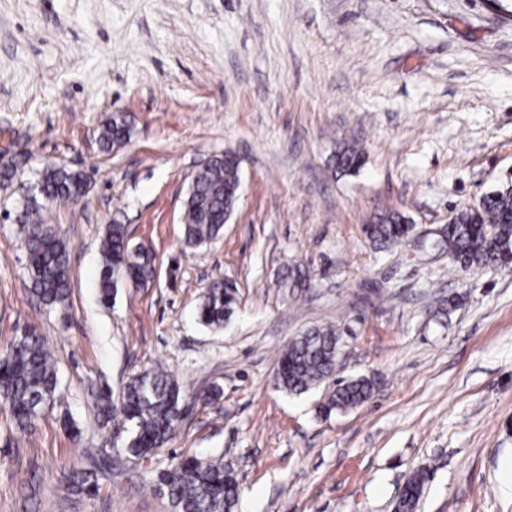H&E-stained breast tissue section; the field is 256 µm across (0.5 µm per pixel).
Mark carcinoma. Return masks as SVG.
<instances>
[{
	"instance_id": "obj_1",
	"label": "carcinoma",
	"mask_w": 512,
	"mask_h": 512,
	"mask_svg": "<svg viewBox=\"0 0 512 512\" xmlns=\"http://www.w3.org/2000/svg\"><path fill=\"white\" fill-rule=\"evenodd\" d=\"M132 125L122 113H115L102 127L99 142L109 152L128 144ZM362 153L346 146L336 154V165L343 171L357 169ZM37 182L46 191L50 204L68 203L86 190L87 178L48 164L37 172ZM240 163L224 153L197 168L184 203L183 242L197 248L217 239L232 215L238 200ZM365 231L374 246L381 249L409 237L412 225L399 213L377 217ZM455 261L464 268L512 266V189L486 195L475 206L460 209L447 239ZM24 247L27 271L34 293L47 306L63 303L70 290V246L59 229L43 216L28 225ZM154 255L143 246H134L123 224L108 226L101 245L99 277L100 301L112 303L121 284L138 286L150 281ZM232 285L215 280L199 304L198 322L213 329L223 327L234 313ZM344 346L342 331L330 324L312 328L288 342L277 361L279 389L293 395L319 386L336 372V361ZM58 376L51 348L36 329L29 328L0 350V407L8 410L15 424L24 429L39 418L56 400ZM365 377L342 380L323 409L327 413L347 411L363 404L372 393ZM182 391L174 375L162 367L147 369L124 386L119 402L112 394L99 396V415L109 422L120 417L125 433V452L137 459L154 455L172 437L181 416ZM93 472L72 474L70 483L79 493H92ZM166 489L171 512H234L238 501V481L224 467L222 458H184L157 476ZM423 487V476L415 473L407 480L399 503L400 512H412Z\"/></svg>"
}]
</instances>
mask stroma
I'll return each mask as SVG.
<instances>
[{"label": "stroma", "mask_w": 512, "mask_h": 512, "mask_svg": "<svg viewBox=\"0 0 512 512\" xmlns=\"http://www.w3.org/2000/svg\"><path fill=\"white\" fill-rule=\"evenodd\" d=\"M115 112L132 137L105 153ZM344 142L363 152L352 174L334 164ZM224 152L240 161L237 205L220 238L185 250L191 174ZM13 163L0 346L36 328L59 387L26 429L0 409V512H171L157 474L189 455L223 457L237 512H396L421 468L415 512H512V270L464 271L432 244L512 186V0H0V167ZM47 163L90 182L48 210L70 244L69 298L52 308L30 290L19 222ZM384 211L415 229L378 250L365 226ZM115 222L154 252L156 277L105 307ZM217 279L237 304L210 330L195 312ZM328 324L343 331L339 377L374 383L329 415L332 381L275 386L288 341ZM158 365L183 416L138 460L114 447L96 395ZM104 456L96 494L71 493L66 473Z\"/></svg>", "instance_id": "1"}]
</instances>
